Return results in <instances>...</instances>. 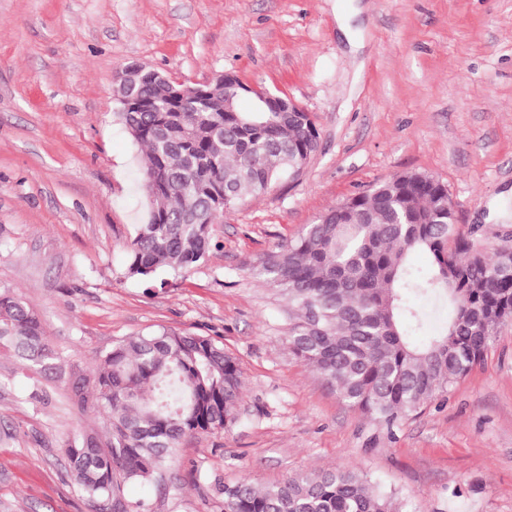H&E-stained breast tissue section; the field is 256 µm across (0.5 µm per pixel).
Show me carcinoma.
<instances>
[{
    "instance_id": "obj_1",
    "label": "carcinoma",
    "mask_w": 512,
    "mask_h": 512,
    "mask_svg": "<svg viewBox=\"0 0 512 512\" xmlns=\"http://www.w3.org/2000/svg\"><path fill=\"white\" fill-rule=\"evenodd\" d=\"M135 90L162 106L168 82L135 66ZM240 89L224 82L179 112H118L145 150L148 222L128 246L126 274L153 281L187 271L221 247L224 212L285 176L301 174L319 133L308 112H228ZM448 193L423 172H404L340 202L301 234L263 254L257 275L288 303L289 351L337 395L393 429L479 364L496 329L512 321V246L487 251L448 218ZM421 251L423 270L408 263ZM448 302L445 332L415 344L414 298ZM0 348L22 366L56 368L38 314L0 287ZM71 398L103 415L104 437L78 433L63 453L67 474L93 502L128 512L123 486L149 483L177 460L188 436L236 422L243 373L224 344L165 328L101 353L91 374L67 371ZM224 512H400L394 493L353 469L292 475L258 490L245 478L218 486Z\"/></svg>"
}]
</instances>
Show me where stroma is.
Returning <instances> with one entry per match:
<instances>
[{"label":"stroma","instance_id":"obj_1","mask_svg":"<svg viewBox=\"0 0 512 512\" xmlns=\"http://www.w3.org/2000/svg\"><path fill=\"white\" fill-rule=\"evenodd\" d=\"M188 85L234 72L310 112L320 150L297 179L227 212L208 260L166 284L126 275L144 223L143 152L115 72ZM447 185L461 230L512 234V0H0V286L33 308L60 364L166 328L222 341L245 386L237 424L185 438L139 512H222L258 488L354 468L404 512H512V322L482 362L395 432L342 401L285 342V302L252 268L330 207L395 175ZM64 378L0 351V512H95L62 448L102 415Z\"/></svg>","mask_w":512,"mask_h":512}]
</instances>
